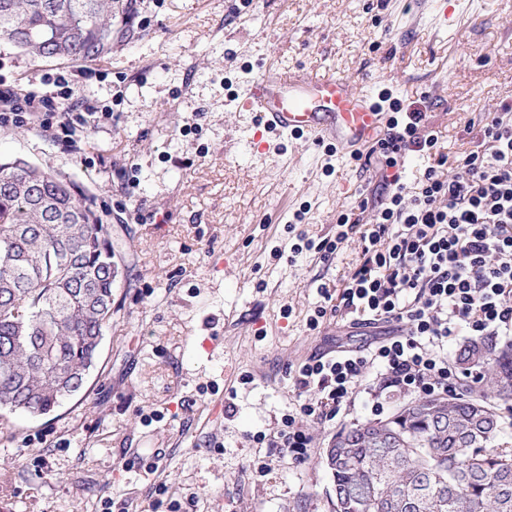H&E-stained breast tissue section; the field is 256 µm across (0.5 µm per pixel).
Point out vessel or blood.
Masks as SVG:
<instances>
[{"label": "vessel or blood", "mask_w": 512, "mask_h": 512, "mask_svg": "<svg viewBox=\"0 0 512 512\" xmlns=\"http://www.w3.org/2000/svg\"><path fill=\"white\" fill-rule=\"evenodd\" d=\"M242 111L252 116V139L280 137L352 152L377 140L387 120L380 102L333 74L266 69L244 90Z\"/></svg>", "instance_id": "vessel-or-blood-1"}]
</instances>
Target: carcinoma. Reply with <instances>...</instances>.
Listing matches in <instances>:
<instances>
[{
  "mask_svg": "<svg viewBox=\"0 0 512 512\" xmlns=\"http://www.w3.org/2000/svg\"><path fill=\"white\" fill-rule=\"evenodd\" d=\"M132 0H0V34L37 62L98 59ZM112 234L95 199L48 165L0 158V410L79 393L112 318ZM459 396L407 402L336 433L335 512H512V342L465 341Z\"/></svg>",
  "mask_w": 512,
  "mask_h": 512,
  "instance_id": "carcinoma-1",
  "label": "carcinoma"
}]
</instances>
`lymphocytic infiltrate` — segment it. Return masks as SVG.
Returning a JSON list of instances; mask_svg holds the SVG:
<instances>
[{
	"instance_id": "obj_1",
	"label": "lymphocytic infiltrate",
	"mask_w": 512,
	"mask_h": 512,
	"mask_svg": "<svg viewBox=\"0 0 512 512\" xmlns=\"http://www.w3.org/2000/svg\"><path fill=\"white\" fill-rule=\"evenodd\" d=\"M71 67H60L53 91L36 84L0 88V128L25 126L80 156L93 127L94 107L76 98ZM391 117L375 147L382 158L384 197L372 207L371 230L340 214L336 236L293 245L294 253L337 252L352 235L362 244L361 265L348 278L341 300L354 324L386 326L367 347L315 353L292 376L301 397L273 436L257 444L287 449L292 459L311 455L305 421L332 420L356 399L368 370L371 414L384 410L385 391L419 397L447 394L459 381L443 351L457 337L512 334V103L481 124L475 149L450 161L421 110L390 101ZM431 157L415 188L400 170L411 154Z\"/></svg>"
}]
</instances>
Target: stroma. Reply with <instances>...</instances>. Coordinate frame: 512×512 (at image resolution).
<instances>
[{"instance_id":"obj_1","label":"stroma","mask_w":512,"mask_h":512,"mask_svg":"<svg viewBox=\"0 0 512 512\" xmlns=\"http://www.w3.org/2000/svg\"><path fill=\"white\" fill-rule=\"evenodd\" d=\"M125 30L75 85L112 113L84 156L0 129V155L96 197L123 269L84 389L45 416L0 411V512H335L324 451L370 419L375 373L354 407L309 423L306 461L253 436L296 404L302 360L374 340L339 300L359 238L327 258L290 247L377 201L380 164L287 138L253 154L238 100L268 67L336 74L425 112L461 155L469 122L512 102V0H132ZM56 66L0 35V84ZM327 301L336 313L310 329Z\"/></svg>"}]
</instances>
